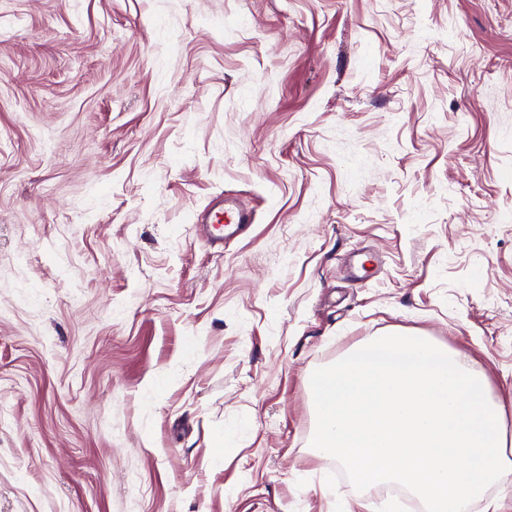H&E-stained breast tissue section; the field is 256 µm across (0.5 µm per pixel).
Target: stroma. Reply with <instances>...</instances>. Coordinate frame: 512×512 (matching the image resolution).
<instances>
[{
	"label": "stroma",
	"instance_id": "35a3bbf8",
	"mask_svg": "<svg viewBox=\"0 0 512 512\" xmlns=\"http://www.w3.org/2000/svg\"><path fill=\"white\" fill-rule=\"evenodd\" d=\"M393 333L512 440V0H0V512H366L309 376ZM192 229L195 237L209 250L224 249V241L236 236L252 223V215L234 199L220 197L196 215Z\"/></svg>",
	"mask_w": 512,
	"mask_h": 512
}]
</instances>
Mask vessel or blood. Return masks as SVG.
I'll return each mask as SVG.
<instances>
[{"label": "vessel or blood", "instance_id": "b4317fda", "mask_svg": "<svg viewBox=\"0 0 512 512\" xmlns=\"http://www.w3.org/2000/svg\"><path fill=\"white\" fill-rule=\"evenodd\" d=\"M251 222V214L242 209L234 199L220 197L197 214L192 229L205 247L220 250L223 249L225 240L236 236Z\"/></svg>", "mask_w": 512, "mask_h": 512}]
</instances>
